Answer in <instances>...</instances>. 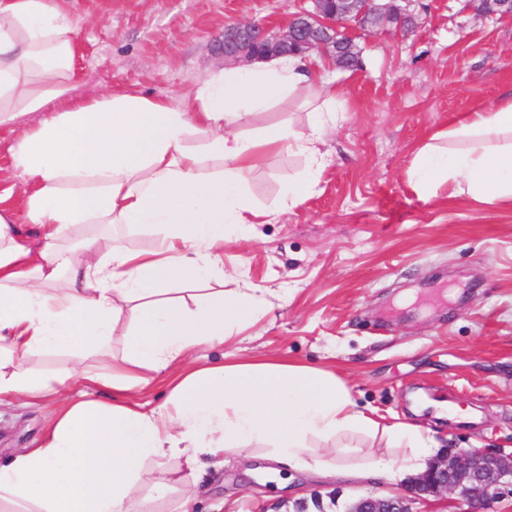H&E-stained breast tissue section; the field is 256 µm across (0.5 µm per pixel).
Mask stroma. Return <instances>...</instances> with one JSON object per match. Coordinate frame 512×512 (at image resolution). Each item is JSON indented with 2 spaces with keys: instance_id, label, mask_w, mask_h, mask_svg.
Here are the masks:
<instances>
[{
  "instance_id": "obj_1",
  "label": "stroma",
  "mask_w": 512,
  "mask_h": 512,
  "mask_svg": "<svg viewBox=\"0 0 512 512\" xmlns=\"http://www.w3.org/2000/svg\"><path fill=\"white\" fill-rule=\"evenodd\" d=\"M410 35H358L361 64L312 65L349 113L319 145L329 164L296 207L225 244L228 274L266 288L267 310L197 363L262 356L326 368L363 408L421 426L437 451L512 449V201L420 198L407 172L418 147L477 108L512 94V21L476 15L465 0H423ZM78 52L75 95L108 92L186 105L221 69L225 26L284 24L294 0H67ZM42 113L0 125V194L22 178L12 149ZM304 161L269 154L249 178L273 206ZM100 253L150 248L153 230L90 229ZM59 402L0 403V458L32 446ZM259 451L197 470L195 512H292L296 501L344 512L367 494L403 492L407 476L353 482L293 472L273 486Z\"/></svg>"
}]
</instances>
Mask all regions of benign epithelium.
<instances>
[{
    "label": "benign epithelium",
    "instance_id": "7a95c632",
    "mask_svg": "<svg viewBox=\"0 0 512 512\" xmlns=\"http://www.w3.org/2000/svg\"><path fill=\"white\" fill-rule=\"evenodd\" d=\"M288 25L274 30L254 22L224 27V65H243L280 55L318 52L338 68L342 50L357 51L353 28L373 33L392 29L407 34L417 27L419 0H307ZM479 15L512 19V0H466ZM512 488V453L450 448L410 480L405 492L358 498L347 512H414L412 505L427 496L453 495L465 512H492L490 506Z\"/></svg>",
    "mask_w": 512,
    "mask_h": 512
}]
</instances>
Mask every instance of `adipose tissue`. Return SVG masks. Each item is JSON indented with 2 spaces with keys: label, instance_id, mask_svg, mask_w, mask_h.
Listing matches in <instances>:
<instances>
[{
  "label": "adipose tissue",
  "instance_id": "obj_1",
  "mask_svg": "<svg viewBox=\"0 0 512 512\" xmlns=\"http://www.w3.org/2000/svg\"><path fill=\"white\" fill-rule=\"evenodd\" d=\"M74 27L59 0H0V124L45 118L13 149L23 209L36 233L16 222L0 195V401L52 394L63 405L37 446L0 460V512H148L169 484L151 464L178 457L189 468L226 451L265 448L279 463H313L342 436L378 441L377 459L345 470L354 480L414 474L433 448L412 424H385L353 401L334 373L276 357L194 365L190 352L219 346L266 305L260 287L224 288L225 243L246 238L267 210L246 189L268 153L304 156L300 175L276 202L295 207L327 161L322 137L347 109L306 58L256 60L209 77L188 107L147 96H74ZM62 108L51 111L53 103ZM302 112L256 135L245 117ZM447 146L424 143L408 179L425 199L451 196L512 201V96L472 112L446 131ZM89 224L151 226L150 249L97 254ZM192 282L195 293L169 287ZM132 329L120 354L112 334L121 316ZM70 355L37 371L34 355ZM102 369L86 366L88 358ZM173 372L168 395L151 410L137 393ZM323 456H312V440Z\"/></svg>",
  "mask_w": 512,
  "mask_h": 512
}]
</instances>
